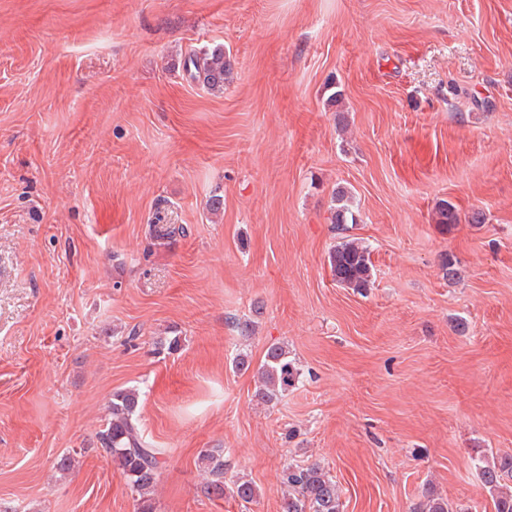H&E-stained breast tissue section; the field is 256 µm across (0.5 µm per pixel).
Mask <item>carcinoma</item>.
<instances>
[{
    "instance_id": "obj_1",
    "label": "carcinoma",
    "mask_w": 512,
    "mask_h": 512,
    "mask_svg": "<svg viewBox=\"0 0 512 512\" xmlns=\"http://www.w3.org/2000/svg\"><path fill=\"white\" fill-rule=\"evenodd\" d=\"M231 60L224 47L215 45L200 52H191L184 60V71L189 79L201 84L212 93L224 91V83L231 73ZM336 205L330 208V223L342 234L341 241L329 252V265L336 283L353 289L369 285L372 262L370 251L356 239L346 235L349 231L348 194H334ZM436 221L453 227L460 223L456 207L443 202L436 211ZM260 385L256 397L273 402L288 395L299 382L300 372L289 359L283 345L274 344L266 349L264 360L257 369ZM140 393L136 389H120L112 393L108 405L109 417L98 432L102 450L112 459L113 467L127 481L135 494L138 512H155L151 498L163 464L165 451L148 440L137 423ZM199 467L207 476L203 492L207 496H224V449L205 448L198 456ZM482 485L492 494L494 512H512V454H504L491 464L480 467ZM283 484L288 492L283 497L281 512H343L341 493L336 481L318 463L295 464L283 471ZM232 493L243 502H252L257 490L252 482L238 479L233 482ZM412 512H454L448 500L427 492L416 503Z\"/></svg>"
}]
</instances>
